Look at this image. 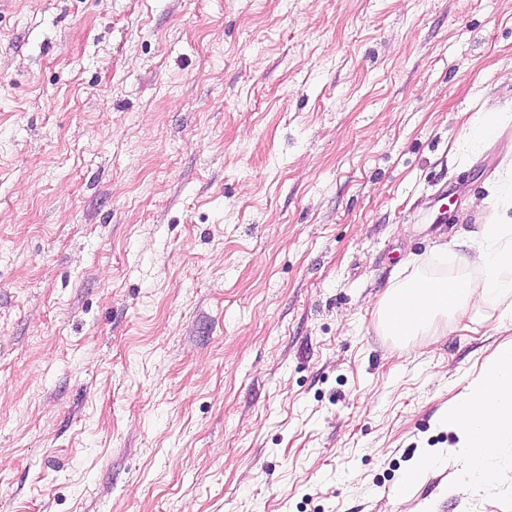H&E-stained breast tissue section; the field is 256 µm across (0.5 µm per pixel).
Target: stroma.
I'll return each instance as SVG.
<instances>
[{"mask_svg":"<svg viewBox=\"0 0 512 512\" xmlns=\"http://www.w3.org/2000/svg\"><path fill=\"white\" fill-rule=\"evenodd\" d=\"M511 75L512 0H0V512H403L505 335L376 304L463 273ZM512 98L492 112L477 111L464 124L457 145L462 154L478 153L500 141L512 124Z\"/></svg>","mask_w":512,"mask_h":512,"instance_id":"stroma-1","label":"stroma"}]
</instances>
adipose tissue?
I'll return each mask as SVG.
<instances>
[{
	"instance_id": "adipose-tissue-1",
	"label": "adipose tissue",
	"mask_w": 512,
	"mask_h": 512,
	"mask_svg": "<svg viewBox=\"0 0 512 512\" xmlns=\"http://www.w3.org/2000/svg\"><path fill=\"white\" fill-rule=\"evenodd\" d=\"M512 99L497 110L477 111L464 124L458 139L461 153L480 152L487 144L504 141V156L486 183L480 207L492 216L478 230L470 265L472 274L453 277L414 273L398 281L379 299V328L411 347L421 336H444L467 328L483 308L512 299ZM438 423L453 436L445 448L424 449L402 471L397 494L412 503L414 482L439 463L456 474L449 493L467 487L472 493L495 485L505 451L512 449V338L497 344L491 355L467 378L449 400Z\"/></svg>"
}]
</instances>
